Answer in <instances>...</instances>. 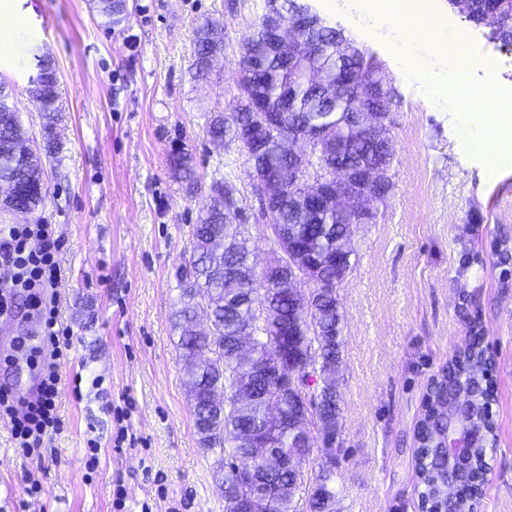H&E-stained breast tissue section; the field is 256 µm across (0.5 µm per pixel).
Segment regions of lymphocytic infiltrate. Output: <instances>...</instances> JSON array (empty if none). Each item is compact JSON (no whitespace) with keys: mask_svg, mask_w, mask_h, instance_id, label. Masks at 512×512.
<instances>
[{"mask_svg":"<svg viewBox=\"0 0 512 512\" xmlns=\"http://www.w3.org/2000/svg\"><path fill=\"white\" fill-rule=\"evenodd\" d=\"M61 247L55 225L0 226V262L11 270L10 276L0 281V317L10 316L16 296L24 293L41 323L40 344L29 355L40 372L36 394L19 398L0 387V417L9 420L16 447L27 456L39 452L45 439L58 433L62 425L57 394L61 365L72 347V336L59 316Z\"/></svg>","mask_w":512,"mask_h":512,"instance_id":"lymphocytic-infiltrate-1","label":"lymphocytic infiltrate"}]
</instances>
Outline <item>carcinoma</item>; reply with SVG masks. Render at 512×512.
<instances>
[{
	"label": "carcinoma",
	"instance_id": "cac0c4a2",
	"mask_svg": "<svg viewBox=\"0 0 512 512\" xmlns=\"http://www.w3.org/2000/svg\"><path fill=\"white\" fill-rule=\"evenodd\" d=\"M465 19L488 29L499 48L512 52V0H464ZM283 16L303 13L314 18L315 27L297 35L295 53L312 58L310 69L287 65L278 53L265 54L266 13L257 16L242 39L240 49L259 51L261 62L243 56L242 72L229 113L209 115L207 133L219 142L231 137L234 125L254 118L257 112L274 114V126L260 130L258 141L236 145L246 156L252 174L263 178L273 166L291 170L282 203L269 220L272 228L288 231L292 244L321 258V276H329L330 257L341 255L343 271L351 268L354 252L350 225L352 215L342 208H323L314 218L307 214L304 182L341 162L365 171L390 169L394 153H378L371 135L359 128L357 113L374 108L388 113L393 127L396 89L382 76L379 60L359 48L342 30L328 25L311 10L307 0H282ZM98 12L107 26L127 16L125 0H98ZM196 74L204 77L224 57V33L206 19L195 28ZM36 92L43 112V149L32 148L16 109L0 105V184L14 183L18 191L0 206L31 212L44 202V161L59 153L56 114L60 112L58 73L51 60L35 57ZM383 85L386 100L371 97L373 83ZM317 122L331 125V140L322 148L305 144L306 162L290 164L259 150V143L278 135H308ZM171 167L179 177L195 184L191 157L173 155ZM224 178L212 179L193 226V256L181 276L182 307L174 313L179 332L178 362L194 409L195 427L202 447L218 448L227 460L240 459L252 448L251 431L275 457L308 455L317 449L326 456L339 452L342 411L338 384L343 370L341 354L343 312L336 290L311 288L305 295L281 293L265 287L272 274L259 273L251 260L254 244L247 224L238 220L246 210V197L224 201ZM253 336L247 351L237 337ZM277 360L282 369H309L315 376L316 408L304 412L307 396L283 389L258 372V367ZM447 388L456 392L481 373L477 343L451 360L444 369ZM420 494L434 504H445L453 492L454 467L434 450L421 448L415 456ZM267 485L278 490L277 506L269 509L265 488L251 498L252 512H295L294 501L304 478L282 468L267 473ZM333 471L318 476L310 512H336Z\"/></svg>",
	"mask_w": 512,
	"mask_h": 512
}]
</instances>
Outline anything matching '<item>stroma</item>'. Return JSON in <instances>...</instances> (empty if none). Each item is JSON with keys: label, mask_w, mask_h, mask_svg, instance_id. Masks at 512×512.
Masks as SVG:
<instances>
[{"label": "stroma", "mask_w": 512, "mask_h": 512, "mask_svg": "<svg viewBox=\"0 0 512 512\" xmlns=\"http://www.w3.org/2000/svg\"><path fill=\"white\" fill-rule=\"evenodd\" d=\"M96 3L10 0L19 25L0 46L8 103L37 145L34 52L58 69L62 146L46 166L45 202L28 215L0 211V225H55L61 319L73 332L61 367L62 432L25 458L0 421V512H224L215 480L222 455L198 443L172 322L203 197L174 176L170 160L190 153L202 184L219 170L250 193L244 156L214 145L205 125L209 113L231 108L241 40L264 0H127L125 21L112 28ZM310 4L374 53L400 95L394 189L374 223L354 225L352 270L337 288L336 510L418 512L422 397L477 324L495 346L497 424L477 512H512V153L498 154L487 114L429 89L425 72L443 70L448 58L430 36L406 37L402 15L378 19L372 0ZM427 6L489 66L469 77L470 97L512 90V54L448 0ZM206 17L224 25V66L201 79L193 31ZM33 480L41 491L30 497Z\"/></svg>", "instance_id": "1"}]
</instances>
